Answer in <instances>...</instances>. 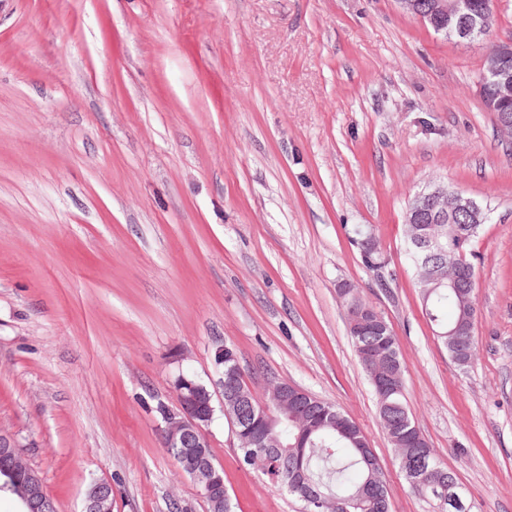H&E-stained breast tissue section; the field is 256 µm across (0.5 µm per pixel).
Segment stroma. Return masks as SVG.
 Wrapping results in <instances>:
<instances>
[{"mask_svg":"<svg viewBox=\"0 0 512 512\" xmlns=\"http://www.w3.org/2000/svg\"><path fill=\"white\" fill-rule=\"evenodd\" d=\"M445 38L398 0H0V433L57 512L112 484V512H209L164 447L179 371L220 391L296 385L348 414L415 494L337 288L396 333L409 411L471 512H512V143L482 106L493 39ZM490 207L471 243L478 357L458 367L405 254L433 184ZM372 226L391 279L352 240ZM207 431L234 512H302ZM218 355H219V357H218L219 363L224 365L223 372L221 373L222 376L220 379V385L222 386V395H223L222 411H223V413L224 412L226 413L227 417L224 414V418L230 425L229 421L232 420V417L236 416V414L237 415L240 414L241 401H238L237 396L234 395L233 393H230V392L228 393L227 391H226V393H224V385L226 384V386H227L228 382L231 381V380L225 381L224 371H226L229 366H232L233 364L236 363V361L233 359H227V356L232 355V356L236 357L237 359H238V357H237L236 351L228 346H224V349L219 350ZM226 403H229L233 406V409L231 411H228L226 409V406H225Z\"/></svg>","mask_w":512,"mask_h":512,"instance_id":"35a3bbf8","label":"stroma"}]
</instances>
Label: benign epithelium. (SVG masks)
Here are the masks:
<instances>
[{
  "label": "benign epithelium",
  "mask_w": 512,
  "mask_h": 512,
  "mask_svg": "<svg viewBox=\"0 0 512 512\" xmlns=\"http://www.w3.org/2000/svg\"><path fill=\"white\" fill-rule=\"evenodd\" d=\"M401 7L424 23L446 33L450 32L459 41H472L484 27L485 20L472 15L469 0H431L425 11H420L417 0H398ZM479 94L485 109L496 116V126L502 135L512 137V37L499 38L489 48L479 82ZM417 204L407 209V223L418 225L415 235L410 237L409 250L417 261L416 268L429 281L451 288H461L470 270L463 260L442 263L437 258L442 254L439 240V225L454 224L459 215L467 217L464 238L480 224L489 219L488 211L473 199L457 191L448 194V187L434 185L415 195ZM289 389L301 396L305 391L280 383L265 396L264 410L270 412L272 405L283 400L282 390ZM177 404L166 408L162 415L163 436L171 445L182 449L180 470L197 484V491L213 500L224 498V483L218 479L215 466L209 459L198 456L194 449L209 443L206 427L216 412L214 394L200 390L195 385L176 391ZM0 469L20 475L25 485V499L33 506L32 512H55L54 503L44 490L43 480L21 454L15 442L0 434ZM111 484L97 480L88 489L83 512H111L107 506Z\"/></svg>",
  "instance_id": "benign-epithelium-1"
}]
</instances>
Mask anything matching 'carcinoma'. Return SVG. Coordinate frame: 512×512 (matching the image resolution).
<instances>
[{"label": "carcinoma", "instance_id": "obj_1", "mask_svg": "<svg viewBox=\"0 0 512 512\" xmlns=\"http://www.w3.org/2000/svg\"><path fill=\"white\" fill-rule=\"evenodd\" d=\"M456 224L445 226V258L458 256ZM458 288H425L421 300L435 335L444 347L455 340L450 335L461 317L465 301ZM357 356L377 398L380 420L394 448H417L414 457L423 468L419 485L412 491L438 502L440 512H468L462 501L454 502L451 493L459 490L457 474L442 465L415 430L406 404V381L398 340L391 329L382 336L350 334ZM474 325L462 337L457 352H448L459 366L477 357ZM236 393L248 406L245 422L235 429H246L253 440L248 448L238 449L246 468H258L268 483L302 499L303 512H312L319 500L334 506L332 512H390L385 475L376 454L358 448L350 436H363L362 429L344 412L325 401L315 411H304L292 399L269 420L257 395L238 370Z\"/></svg>", "mask_w": 512, "mask_h": 512}]
</instances>
